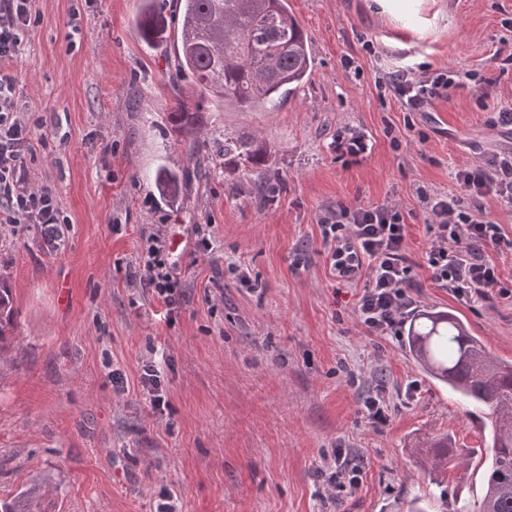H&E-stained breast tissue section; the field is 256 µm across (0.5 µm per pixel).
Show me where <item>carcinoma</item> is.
<instances>
[{"mask_svg":"<svg viewBox=\"0 0 512 512\" xmlns=\"http://www.w3.org/2000/svg\"><path fill=\"white\" fill-rule=\"evenodd\" d=\"M135 19L139 38L151 45L164 32L154 0H143ZM176 76H189L200 96L232 102L241 108L277 109L309 76L312 59L303 27L288 10L287 0H177ZM185 136L186 151L200 155L193 137L199 113L182 102L167 114ZM236 154L249 163L256 190L266 194L262 166L268 156L263 142L224 139V155ZM190 174L159 169L158 192L180 196ZM15 328L11 289L0 282V343ZM404 346L414 363L429 376L479 408H486L489 453L483 461L484 492L475 509L442 502L446 512H512V362L498 360L457 315L436 308L419 310L406 324ZM448 439L431 438L416 449L420 465L435 485L448 470ZM0 512H49L44 496L24 491L0 501Z\"/></svg>","mask_w":512,"mask_h":512,"instance_id":"carcinoma-1","label":"carcinoma"}]
</instances>
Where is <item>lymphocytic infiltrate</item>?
<instances>
[{
    "mask_svg": "<svg viewBox=\"0 0 512 512\" xmlns=\"http://www.w3.org/2000/svg\"><path fill=\"white\" fill-rule=\"evenodd\" d=\"M31 23L30 0H0V64L17 61L24 33ZM389 89L406 110L419 112L432 100L447 98L458 83L449 71L416 75L405 65L390 72ZM14 80L0 73V215L10 224H36L57 234L62 222L50 188L30 187L25 177L22 147L32 130L13 113ZM455 178L464 196L419 194L422 209L431 215L432 234L425 253L433 280L458 298L475 302L490 290L512 299V288L486 248L512 249V238L485 211L495 196L512 203V154L498 155L482 167L458 170ZM407 217L399 207L383 203L338 205L321 226L331 275L339 282H363L356 316L371 336H399L413 299L414 263L407 254ZM174 244L160 232L143 239L134 273L144 287L174 316L182 295V270L173 258Z\"/></svg>",
    "mask_w": 512,
    "mask_h": 512,
    "instance_id": "obj_1",
    "label": "lymphocytic infiltrate"
}]
</instances>
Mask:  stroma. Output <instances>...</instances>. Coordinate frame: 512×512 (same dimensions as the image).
<instances>
[{"label":"stroma","instance_id":"stroma-1","mask_svg":"<svg viewBox=\"0 0 512 512\" xmlns=\"http://www.w3.org/2000/svg\"><path fill=\"white\" fill-rule=\"evenodd\" d=\"M391 4L288 0L312 71L269 112L201 99L187 76L172 82L173 38L149 47L133 27L142 0H32L36 21L10 68L16 116L34 127L28 180L51 188L66 222L54 238L0 223V275L18 312L0 352V500L34 486L52 512H153L162 490L179 512H407L414 500L438 512L443 492L461 506L481 498V409L418 368L401 338L366 333L359 291L331 276L319 225L340 203L411 213L414 309L454 312L512 360L511 300L468 302L431 280L416 195L461 194L458 169L512 151V130L487 123L491 108L512 107V0ZM404 61L476 73L490 96L469 81L406 111L378 86ZM182 101L202 105L197 161L166 120ZM354 134L367 153L337 159V140ZM228 137L267 144L272 197L224 156ZM194 166L178 201L159 195L158 168ZM154 224L181 241L186 301L170 323L132 276ZM196 224L209 227L208 254L193 250ZM162 355L169 408L157 416L139 376ZM380 385L390 418L375 428L361 408ZM443 436L456 458L440 488L413 448ZM337 448L361 469L353 491L317 476Z\"/></svg>","mask_w":512,"mask_h":512}]
</instances>
